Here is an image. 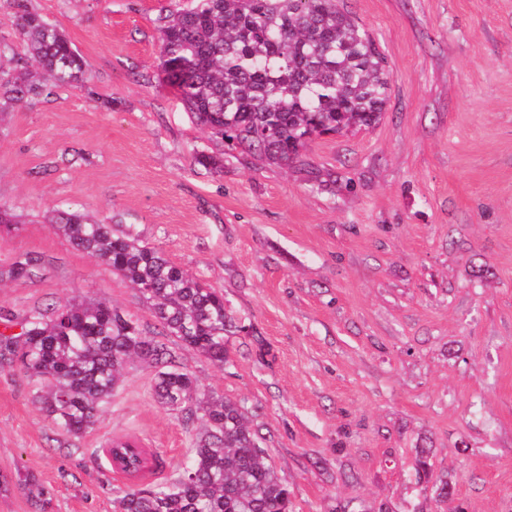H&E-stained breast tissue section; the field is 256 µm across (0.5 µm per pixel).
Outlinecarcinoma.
Returning a JSON list of instances; mask_svg holds the SVG:
<instances>
[{
	"mask_svg": "<svg viewBox=\"0 0 512 512\" xmlns=\"http://www.w3.org/2000/svg\"><path fill=\"white\" fill-rule=\"evenodd\" d=\"M10 19L39 80L0 67V99L22 103L87 80L84 61L63 31L13 0ZM163 80L197 123L261 163L304 162L315 136L371 128L388 100L390 74L377 42L336 0H195L174 5L159 27ZM72 245L120 274L149 305L166 335L223 366L234 327L224 296L189 275L128 228L57 209L48 219ZM31 258L13 279L34 275ZM0 351L17 362L61 431L91 428L103 402L137 359L155 370L158 397L200 415L191 460L169 485L127 489L118 512H288V479L266 460L247 407L202 394L174 351L138 320L94 300H67L34 312L19 334L0 333Z\"/></svg>",
	"mask_w": 512,
	"mask_h": 512,
	"instance_id": "1",
	"label": "carcinoma"
}]
</instances>
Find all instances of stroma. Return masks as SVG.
Wrapping results in <instances>:
<instances>
[{
	"mask_svg": "<svg viewBox=\"0 0 512 512\" xmlns=\"http://www.w3.org/2000/svg\"><path fill=\"white\" fill-rule=\"evenodd\" d=\"M338 5L384 53L385 110L284 167L212 137L164 86L171 0H30L88 80L0 109V205L26 219L0 228V271L36 262L0 280V314L17 334L49 304L94 298L157 336L137 292L47 217L67 205L132 228L249 326L226 336L230 365L177 354L202 391L248 407L290 512H512V0ZM201 430L135 360L96 423L63 434L2 358L0 512H115L100 447L137 437L169 481Z\"/></svg>",
	"mask_w": 512,
	"mask_h": 512,
	"instance_id": "obj_1",
	"label": "stroma"
}]
</instances>
